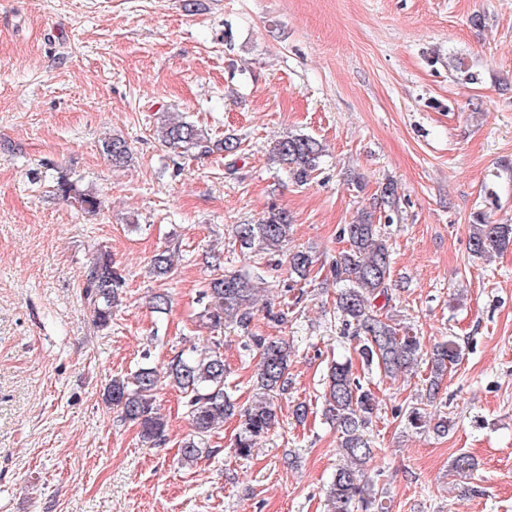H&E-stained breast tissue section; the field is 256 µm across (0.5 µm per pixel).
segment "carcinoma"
Instances as JSON below:
<instances>
[{
  "mask_svg": "<svg viewBox=\"0 0 512 512\" xmlns=\"http://www.w3.org/2000/svg\"><path fill=\"white\" fill-rule=\"evenodd\" d=\"M156 135L170 149L188 153H231L238 149L236 138L212 139L186 121L163 119ZM103 150L112 165L127 162L130 148L118 138H106ZM325 149L309 135L287 134L272 148L273 158L288 167V176L297 183L309 180L318 170ZM57 190L74 199L80 208L94 212L100 202L90 192L80 190L64 177L56 182ZM375 211L364 210L356 220L341 228L348 249L341 251L332 264L336 282L343 284L336 294V309L345 326L359 338L358 354L368 365L375 364L389 378L407 375L419 364L426 363L429 376L426 400L434 399L447 376L448 368L462 359V348L454 340L436 343L424 354L420 338L413 329L395 322L381 310L392 301L390 247L374 223ZM291 224L288 214L272 208L257 224H238L235 236L244 249L258 247L279 251L288 240ZM512 246V224H492L478 218L472 225L470 250L477 256L502 252ZM313 266L312 256L304 251L288 255V272L299 278L307 276ZM124 281L112 267V258L99 253L85 271L82 295L99 328L112 321V308L119 300ZM205 297L208 305L204 317L215 326L234 324L247 333L250 346L259 355V399L241 409L225 389L228 371L220 345L215 344L203 354L172 359L164 370L152 367L139 369L132 380L114 378L107 387L106 400L121 414L122 419L137 425L143 440L156 443L164 440L166 421L155 408L156 391L166 378L187 398L190 419L195 432L205 434L224 425V421L239 417V430L234 437V453L246 459L261 438L278 423V406L273 393L288 388V375L293 356L287 339L281 336H260L252 333L256 288L247 275L226 273L212 279ZM324 412L341 434L344 463L333 474L327 491L329 512H383L379 491L365 480V471L375 455L366 429L375 410L373 394L363 389L355 376L352 360L336 361L328 373L324 394ZM427 412L412 406L405 414V425L422 430L427 425Z\"/></svg>",
  "mask_w": 512,
  "mask_h": 512,
  "instance_id": "obj_1",
  "label": "carcinoma"
}]
</instances>
